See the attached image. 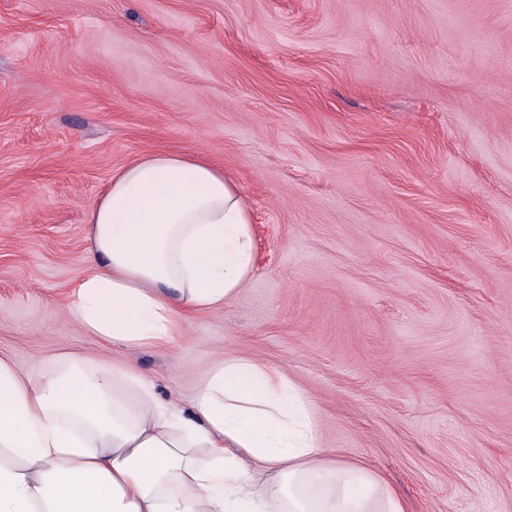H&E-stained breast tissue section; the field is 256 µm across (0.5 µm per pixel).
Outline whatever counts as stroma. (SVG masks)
<instances>
[{"label": "stroma", "instance_id": "stroma-1", "mask_svg": "<svg viewBox=\"0 0 512 512\" xmlns=\"http://www.w3.org/2000/svg\"><path fill=\"white\" fill-rule=\"evenodd\" d=\"M223 166L253 272L131 359L188 407L285 370L326 456L409 512H512V0H0V356L65 314L85 215L148 154Z\"/></svg>", "mask_w": 512, "mask_h": 512}]
</instances>
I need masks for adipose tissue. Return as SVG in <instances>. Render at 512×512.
<instances>
[{"instance_id": "adipose-tissue-1", "label": "adipose tissue", "mask_w": 512, "mask_h": 512, "mask_svg": "<svg viewBox=\"0 0 512 512\" xmlns=\"http://www.w3.org/2000/svg\"><path fill=\"white\" fill-rule=\"evenodd\" d=\"M93 265L66 313L102 344L160 349L234 298L254 241L223 168L155 153L117 170L86 215ZM0 512H408L369 465L324 456L312 405L279 369L225 356L190 412L136 364L0 357Z\"/></svg>"}]
</instances>
